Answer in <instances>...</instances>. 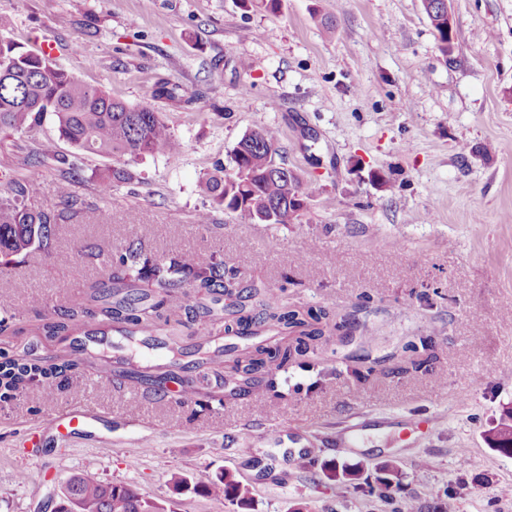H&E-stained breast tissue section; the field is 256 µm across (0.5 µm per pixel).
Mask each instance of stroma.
I'll use <instances>...</instances> for the list:
<instances>
[{"label":"stroma","instance_id":"1","mask_svg":"<svg viewBox=\"0 0 512 512\" xmlns=\"http://www.w3.org/2000/svg\"><path fill=\"white\" fill-rule=\"evenodd\" d=\"M448 10L458 47L447 58L422 0H282L275 14L237 0H0L6 39L32 53L53 42L75 79L152 102L184 145L131 161L138 182L105 197L97 178L112 159L75 155L52 121L34 139L0 135V198L25 174L42 184L30 208L61 209L62 175L38 157L49 140L74 157L80 208L52 256L0 272V308L35 294L78 302L104 273L81 247L139 235L148 254L223 258L244 285L286 286L289 303L353 325L319 346L315 367L281 374L282 399L228 395L204 411L179 401L176 383L160 402L147 384L88 379L77 393L32 388L0 402V512H51L76 473L134 485L175 512H383L368 490L391 467L406 512H439L462 484L458 512H512V456L486 440L512 409V0ZM159 77L196 103L148 100ZM259 125L278 130L285 163L316 188L299 223L219 210L197 224L210 208L199 177ZM408 342L428 371L406 370ZM76 409L85 425L57 431L54 418ZM414 415L440 422L405 431ZM352 422L357 445L338 449L337 429ZM227 472L251 489L249 506L195 492Z\"/></svg>","mask_w":512,"mask_h":512}]
</instances>
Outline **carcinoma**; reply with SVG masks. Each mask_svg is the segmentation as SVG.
Listing matches in <instances>:
<instances>
[{"label": "carcinoma", "mask_w": 512, "mask_h": 512, "mask_svg": "<svg viewBox=\"0 0 512 512\" xmlns=\"http://www.w3.org/2000/svg\"><path fill=\"white\" fill-rule=\"evenodd\" d=\"M423 8L442 54L454 48V35L448 32L442 13V0H423ZM153 99H167L186 106L196 102L182 88L165 78L150 89ZM51 117L59 137L77 150L110 156L115 160L110 174L99 183L107 196L112 186L131 184L137 174L125 164L157 151L176 154L182 144L172 133L161 113L149 105L130 106L105 91L81 84L56 62L44 55L21 50L10 40L0 39V133L5 130L35 137L46 117ZM278 132L256 126L246 132L234 147L228 164L216 165L198 182L199 193L212 208L235 214L247 224H295L313 195L312 186L300 174L285 179L279 174ZM43 161L75 170L69 158L55 153L50 145L41 148ZM39 182L25 177L13 181L11 197L0 200V270L22 261L39 250L53 253L56 231L66 219L63 211L31 209L26 204L38 194ZM100 260L106 276L82 285L84 301L70 306L50 307L38 294L30 297L29 309H52L39 330L50 338L65 340L86 330L111 328L126 341L144 348H155V337L175 336L179 327L204 315L220 320L216 305L242 287L238 268L216 256L199 259L192 254L169 259L151 256L138 240H132L107 253L90 252ZM257 299L250 308H239L225 322L228 336L242 339L213 355H205L194 368H205L196 381L186 384L192 402L203 410L224 405V384L236 378L240 389L263 399L284 398L279 374L290 367H311L310 358L318 344L328 341L336 330V315L323 307L290 306L268 290L253 289ZM164 365L141 366L130 356L116 361L104 356L96 365H124L127 377L145 381L157 392H165L167 381L183 379L187 366L180 362V347L174 341ZM79 362L68 352L47 360L31 349L12 357L0 350V400L36 386L42 389L70 381ZM490 447L512 454V410L493 427L487 437ZM398 472L388 470L383 488L371 490L383 503L394 500L399 488ZM196 491L211 498L231 493L243 505L250 502V490L230 473L215 481H201ZM58 512H167L163 505L149 501L131 484L104 483L88 475L73 474L67 480L58 502Z\"/></svg>", "instance_id": "cac0c4a2"}]
</instances>
